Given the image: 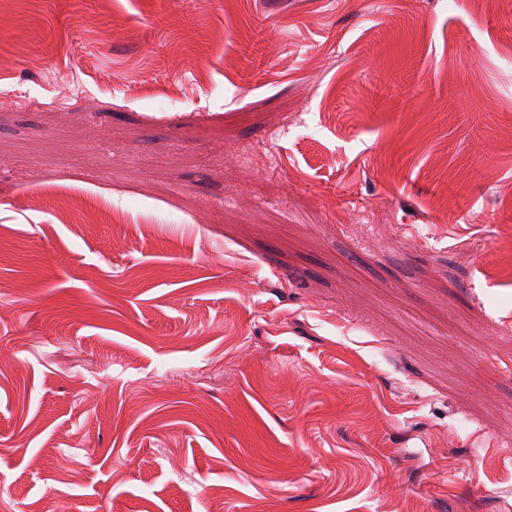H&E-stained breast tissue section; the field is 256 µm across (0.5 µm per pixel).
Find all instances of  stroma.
Segmentation results:
<instances>
[{
  "instance_id": "stroma-1",
  "label": "stroma",
  "mask_w": 512,
  "mask_h": 512,
  "mask_svg": "<svg viewBox=\"0 0 512 512\" xmlns=\"http://www.w3.org/2000/svg\"><path fill=\"white\" fill-rule=\"evenodd\" d=\"M0 512H512V11L0 0Z\"/></svg>"
}]
</instances>
